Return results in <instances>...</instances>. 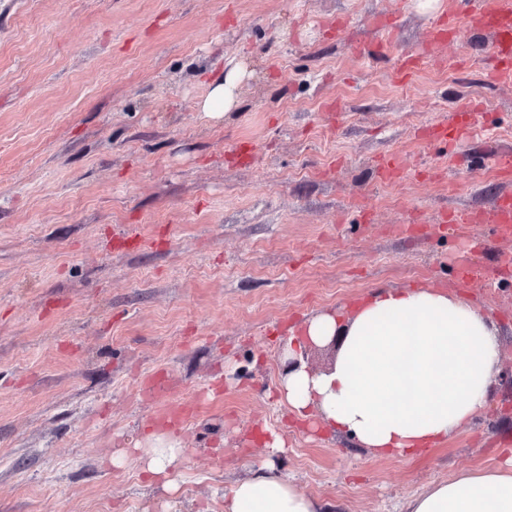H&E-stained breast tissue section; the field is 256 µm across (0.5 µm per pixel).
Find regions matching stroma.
I'll return each instance as SVG.
<instances>
[{"instance_id":"stroma-1","label":"stroma","mask_w":512,"mask_h":512,"mask_svg":"<svg viewBox=\"0 0 512 512\" xmlns=\"http://www.w3.org/2000/svg\"><path fill=\"white\" fill-rule=\"evenodd\" d=\"M447 8L0 0V512H224L266 467L327 512H406L512 458V238L472 221L507 188L512 86L485 80L487 34L431 40ZM232 70L236 108L206 117ZM471 107L472 137H427ZM412 285L494 321L487 407L402 457L298 421L280 396L290 332ZM154 374L170 390L150 402ZM171 409L183 454L155 480L143 436Z\"/></svg>"}]
</instances>
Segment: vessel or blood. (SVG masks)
<instances>
[{
    "label": "vessel or blood",
    "instance_id": "vessel-or-blood-1",
    "mask_svg": "<svg viewBox=\"0 0 512 512\" xmlns=\"http://www.w3.org/2000/svg\"><path fill=\"white\" fill-rule=\"evenodd\" d=\"M465 14H458L456 8H449L446 30L455 29L458 17H466L470 27L488 32L490 66L489 79L496 84L512 85V0H465ZM434 33V40L440 41L445 32ZM480 123V114L475 109H463L452 118L432 127L435 141L457 143L465 140ZM487 223L493 224L497 236L512 237V193L506 192L497 197L486 216Z\"/></svg>",
    "mask_w": 512,
    "mask_h": 512
}]
</instances>
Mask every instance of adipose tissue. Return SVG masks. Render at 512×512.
Instances as JSON below:
<instances>
[{"mask_svg": "<svg viewBox=\"0 0 512 512\" xmlns=\"http://www.w3.org/2000/svg\"><path fill=\"white\" fill-rule=\"evenodd\" d=\"M289 348L338 339L333 366L288 373L284 398L299 418L318 414L378 455L434 448L486 407L500 362L496 327L480 307L432 288L376 292L342 316L321 313ZM147 470L167 477L182 450L175 436L146 437ZM224 512H321L288 480L260 471L240 481ZM407 512H512V469L465 474L414 496Z\"/></svg>", "mask_w": 512, "mask_h": 512, "instance_id": "ef3b65f1", "label": "adipose tissue"}]
</instances>
